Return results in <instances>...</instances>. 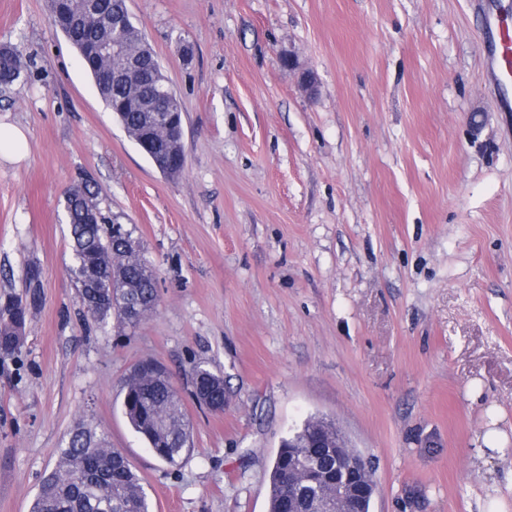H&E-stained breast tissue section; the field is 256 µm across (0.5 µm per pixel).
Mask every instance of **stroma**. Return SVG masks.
I'll use <instances>...</instances> for the list:
<instances>
[{"label": "stroma", "mask_w": 512, "mask_h": 512, "mask_svg": "<svg viewBox=\"0 0 512 512\" xmlns=\"http://www.w3.org/2000/svg\"><path fill=\"white\" fill-rule=\"evenodd\" d=\"M126 6L184 112L174 180L106 110L49 0H0V44L26 62L0 122L28 139L0 161V301L30 267L43 284L0 359V512H30L82 419L153 512H268L263 472L314 415L370 462L371 512H512V91L489 74L490 17L476 0ZM85 176L156 273L133 328L80 310L64 198ZM147 359L192 425L175 466L122 409ZM197 362L223 374V412L192 397Z\"/></svg>", "instance_id": "35a3bbf8"}]
</instances>
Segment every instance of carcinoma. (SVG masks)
Returning <instances> with one entry per match:
<instances>
[{"label": "carcinoma", "mask_w": 512, "mask_h": 512, "mask_svg": "<svg viewBox=\"0 0 512 512\" xmlns=\"http://www.w3.org/2000/svg\"><path fill=\"white\" fill-rule=\"evenodd\" d=\"M53 23L75 48L88 55L98 47L119 39L123 49L148 59L152 69L160 67L143 32L133 23L120 31L112 29V15L126 11L125 0H50ZM24 62L20 51L8 44L0 46V88L11 86L21 74ZM98 93L107 108L120 113V121L130 139L150 133L144 113L157 94L146 86L120 90L112 86V54L94 61L89 69ZM101 190L88 178H80L67 194V219L70 226L72 262L70 273L77 297L85 313L100 325H127L121 306L140 307L135 322H141L156 300L155 274L143 252L129 259L132 245L138 241L134 230H125L119 240L112 239V225L101 207ZM26 298H7L0 303V357L14 358L23 346V337L15 334L14 319L27 321L30 308L41 300V272L31 268L27 274ZM194 376L211 384L213 400L224 402V376L207 367H193ZM170 374L152 360L141 362L122 386V408L135 433L140 435L160 460L176 465L192 449V434L183 411L178 389ZM296 429L281 441V448L264 472L271 489L270 512H282L288 499V457L310 470L317 468V453L302 454L288 442L301 440ZM31 512H152L151 499L124 453L112 447L89 424L78 423L60 449L56 469L43 481Z\"/></svg>", "instance_id": "carcinoma-1"}]
</instances>
